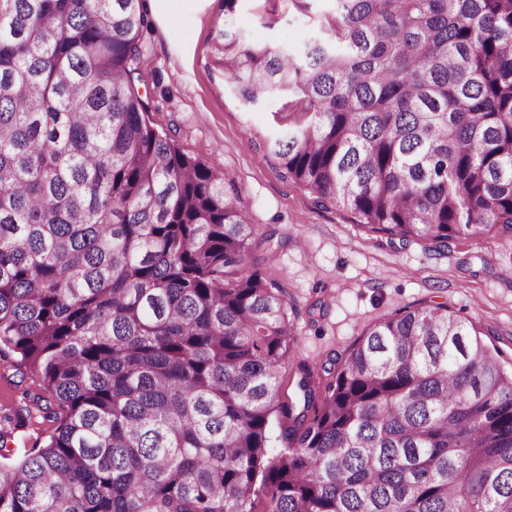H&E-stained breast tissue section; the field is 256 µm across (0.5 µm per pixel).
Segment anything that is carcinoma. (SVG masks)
<instances>
[{"label": "carcinoma", "instance_id": "carcinoma-1", "mask_svg": "<svg viewBox=\"0 0 512 512\" xmlns=\"http://www.w3.org/2000/svg\"><path fill=\"white\" fill-rule=\"evenodd\" d=\"M215 50L322 207L437 248L512 233V0H335ZM142 0H0V358L48 442L0 432V512H512V373L446 305L364 329L285 400L293 305L233 181L149 118ZM282 448L271 451L274 425ZM28 393L31 398H25ZM40 394L47 399L48 394L42 390L41 378L35 372L27 371L24 368L17 369L13 366L11 360L0 359V416H3L8 409H14L18 406H30L32 418L31 422L22 429H9L12 426L0 422V428L3 431L13 430V436L8 441V448L13 450L15 455H21L24 448L32 446H43L48 434L56 425L50 422L43 423L40 413L36 411V406L32 403V397Z\"/></svg>", "mask_w": 512, "mask_h": 512}]
</instances>
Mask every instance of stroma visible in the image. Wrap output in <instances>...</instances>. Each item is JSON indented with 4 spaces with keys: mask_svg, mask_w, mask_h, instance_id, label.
<instances>
[{
    "mask_svg": "<svg viewBox=\"0 0 512 512\" xmlns=\"http://www.w3.org/2000/svg\"><path fill=\"white\" fill-rule=\"evenodd\" d=\"M143 37L151 120L181 151L224 173L259 235L258 251L288 301L299 337L281 383L294 393L300 365L343 360L361 331L402 307L445 304L467 317L512 370V234L463 235L447 247L389 243L352 214L316 205L283 178L264 141L277 101L242 104L214 63L224 32L223 0H157ZM333 12V0H241L237 26L257 42L299 45ZM38 374L0 359V416L40 394Z\"/></svg>",
    "mask_w": 512,
    "mask_h": 512,
    "instance_id": "1",
    "label": "stroma"
}]
</instances>
